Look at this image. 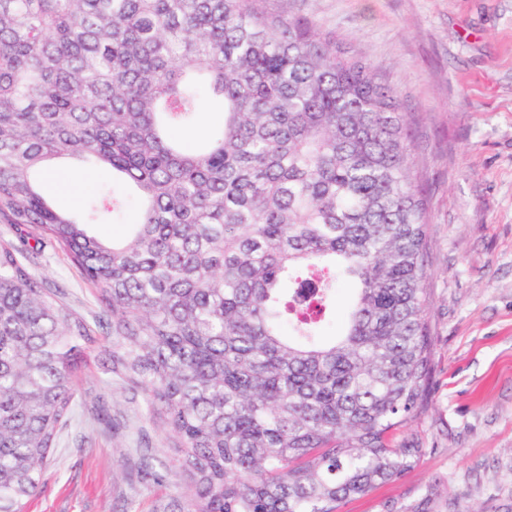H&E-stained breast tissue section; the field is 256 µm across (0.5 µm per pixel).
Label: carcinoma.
<instances>
[{"mask_svg":"<svg viewBox=\"0 0 512 512\" xmlns=\"http://www.w3.org/2000/svg\"><path fill=\"white\" fill-rule=\"evenodd\" d=\"M257 2L0 0V220L97 290L107 371L175 438L182 512H342L427 452L396 442L428 406L427 201L396 91ZM62 158L138 199L56 210L38 174ZM27 254L0 245V512L39 491L95 342Z\"/></svg>","mask_w":512,"mask_h":512,"instance_id":"carcinoma-1","label":"carcinoma"}]
</instances>
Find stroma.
I'll use <instances>...</instances> for the list:
<instances>
[{
	"label": "stroma",
	"mask_w": 512,
	"mask_h": 512,
	"mask_svg": "<svg viewBox=\"0 0 512 512\" xmlns=\"http://www.w3.org/2000/svg\"><path fill=\"white\" fill-rule=\"evenodd\" d=\"M307 18L393 87L429 200L426 264L432 376L427 411L403 436L427 453L403 478L347 501L343 512H384L432 496L431 512H512V0H266ZM45 186L80 211L109 172L63 163ZM32 271L88 323L98 295L61 248ZM99 338L76 374L72 414L26 512H171L186 488L139 476L144 457L172 464L167 432L143 397L106 375Z\"/></svg>",
	"instance_id": "35a3bbf8"
}]
</instances>
